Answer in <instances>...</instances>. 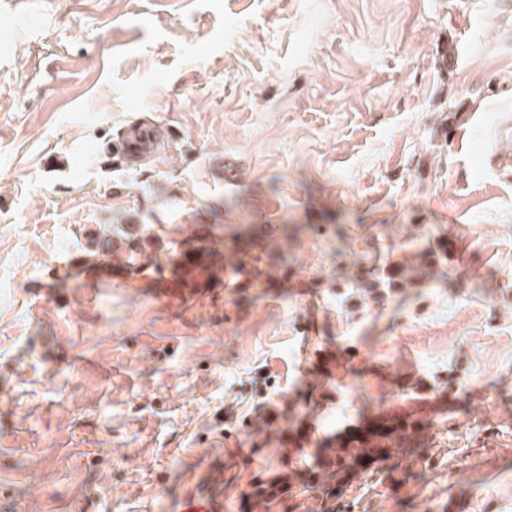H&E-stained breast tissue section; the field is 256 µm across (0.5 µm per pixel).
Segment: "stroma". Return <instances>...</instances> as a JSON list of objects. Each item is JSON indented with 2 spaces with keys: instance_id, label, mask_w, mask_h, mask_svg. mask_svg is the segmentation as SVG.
I'll return each instance as SVG.
<instances>
[{
  "instance_id": "1",
  "label": "stroma",
  "mask_w": 512,
  "mask_h": 512,
  "mask_svg": "<svg viewBox=\"0 0 512 512\" xmlns=\"http://www.w3.org/2000/svg\"><path fill=\"white\" fill-rule=\"evenodd\" d=\"M497 112L512 0H0V512H512ZM478 158L476 165H472V173L477 178H482L488 172L498 170H512V157L511 155H504L492 150L491 147L483 143H477L472 147ZM393 432H395L394 429H388L386 435L377 436V438L368 445H364L363 442H358V446L355 448H337L334 450V456L329 466V469L336 467V469L332 471V474H339L347 470L360 458H367L372 455H386L385 453L392 449L388 441Z\"/></svg>"
}]
</instances>
